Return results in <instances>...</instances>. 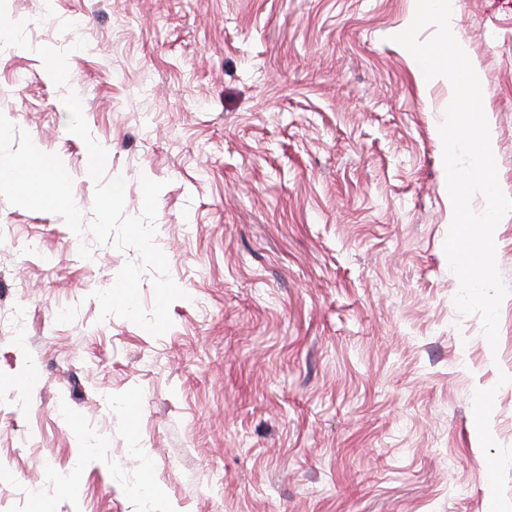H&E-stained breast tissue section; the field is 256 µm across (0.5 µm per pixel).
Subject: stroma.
Returning <instances> with one entry per match:
<instances>
[{
	"instance_id": "stroma-1",
	"label": "stroma",
	"mask_w": 512,
	"mask_h": 512,
	"mask_svg": "<svg viewBox=\"0 0 512 512\" xmlns=\"http://www.w3.org/2000/svg\"><path fill=\"white\" fill-rule=\"evenodd\" d=\"M456 6L512 191V0ZM414 13L0 0V113L69 168L88 224L76 93L126 215L164 182L155 243L186 293L159 337L100 319L136 251L0 197V512H512V218L493 348L454 303L448 82L392 40Z\"/></svg>"
}]
</instances>
